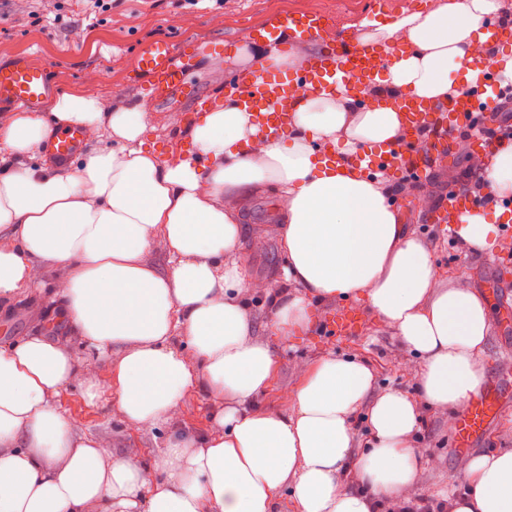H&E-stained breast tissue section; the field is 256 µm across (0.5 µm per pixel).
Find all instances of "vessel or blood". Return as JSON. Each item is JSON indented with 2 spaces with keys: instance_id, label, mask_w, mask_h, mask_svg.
<instances>
[{
  "instance_id": "b4317fda",
  "label": "vessel or blood",
  "mask_w": 512,
  "mask_h": 512,
  "mask_svg": "<svg viewBox=\"0 0 512 512\" xmlns=\"http://www.w3.org/2000/svg\"><path fill=\"white\" fill-rule=\"evenodd\" d=\"M329 13L321 10L296 11L283 14L276 24L245 31L246 39L283 45L291 50L320 41L333 32ZM196 51L190 41L173 43L158 40L141 51L135 62L137 76L143 77V89L157 95L181 86L189 74ZM475 81L467 83L458 93L441 102L423 101L413 96L400 98L404 114L403 134L399 141L377 150L363 151L351 157V164L364 176L397 174L416 183L426 181L437 160L448 159L452 151L451 132L467 130L473 134L478 151L498 148V140H490L482 132V123L489 109L500 98L512 94L503 86L489 55L472 58ZM382 74V54L376 50L337 39L334 53L312 56L294 72L282 74L263 71L258 81L243 84L230 81L228 90L242 107L255 112L262 133L275 135L284 131L291 120L295 92L305 88L317 93L345 92L361 103L364 92ZM52 84V73L32 58L22 56L7 65L0 64V106L38 107ZM81 145L77 130L58 132L45 144L46 152L66 160ZM480 199L458 191H450L430 221L434 224H456L462 215L480 209ZM359 324L354 306L342 305L324 315V333L346 337ZM496 394L482 391L466 411L454 420L452 434L458 447H468L470 440L485 435L499 413Z\"/></svg>"
}]
</instances>
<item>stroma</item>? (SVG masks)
<instances>
[{
	"label": "stroma",
	"mask_w": 512,
	"mask_h": 512,
	"mask_svg": "<svg viewBox=\"0 0 512 512\" xmlns=\"http://www.w3.org/2000/svg\"><path fill=\"white\" fill-rule=\"evenodd\" d=\"M374 5V0H199L193 6L186 0H114L110 10L95 12L86 0H60L59 11L52 14L39 0H0V63L30 55L51 66L53 92L88 85L113 106L130 100L143 103L149 113L145 146L163 160L186 150L179 129L198 119L193 108L196 99L204 96L211 105L223 104L228 81L241 69L233 47L247 28L268 24L290 11L318 9L331 13L339 35L345 36L366 20ZM158 39H192L202 47L183 91L159 99L131 84L138 54ZM214 40L229 44V51L219 56L209 53L206 45ZM401 215L409 232L428 245L439 276L468 284L490 303L482 387L512 377V308H504L498 298L502 292L512 295V244L488 252L463 251L447 225L429 223L428 209L413 206ZM279 220L273 196L258 195L244 216L248 231L240 250L250 276L264 280L274 294L292 288L283 274ZM42 275L44 288L23 291L13 299L9 313L0 312V347L32 336L73 340L71 326L58 317L56 299L66 272L48 264ZM250 313L257 337L270 346L277 360L274 378L260 398L264 407L291 411L292 395L307 368L328 353L366 362L375 372L377 392L416 389L419 358L368 308H361L358 328L346 338L326 336L311 327L281 339L270 327L269 305L261 296L251 300ZM52 401L74 420L79 433L100 439L113 453L127 447L140 449L145 462L164 448L170 434L197 438L207 434L217 409L209 393L192 390L172 423L143 431L112 414V394L105 387L93 399L70 387L53 395ZM448 426L446 411L421 404L413 445L422 450L425 465L408 496L442 501L462 490L465 458L454 452Z\"/></svg>",
	"instance_id": "35a3bbf8"
}]
</instances>
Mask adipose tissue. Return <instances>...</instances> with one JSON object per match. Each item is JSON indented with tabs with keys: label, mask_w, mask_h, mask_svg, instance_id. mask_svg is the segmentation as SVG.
Instances as JSON below:
<instances>
[{
	"label": "adipose tissue",
	"mask_w": 512,
	"mask_h": 512,
	"mask_svg": "<svg viewBox=\"0 0 512 512\" xmlns=\"http://www.w3.org/2000/svg\"><path fill=\"white\" fill-rule=\"evenodd\" d=\"M500 8L445 0L362 22L358 43L386 57L378 91L360 109L346 95L298 91L280 138L230 97L187 128L191 151L166 160L144 147L138 102L112 111L77 89L51 95L44 113L0 115V147L14 156L35 155L54 124L112 141L75 172L36 164L0 173V303L37 287L42 264L64 267L61 315L86 352L76 359L50 336L0 348V512H281L284 488L295 512H379L383 498H404L423 467L411 444L419 406L454 412L476 392L490 304L439 279L382 182L344 158L396 141L401 97L443 100L469 83L482 26ZM263 188L283 219L284 275L296 286L273 297L276 333L307 329L311 299L361 301L421 356L417 396L376 393L367 364L328 354L307 370L293 412L260 406L275 357L254 335L248 300L266 288L239 251L242 215ZM499 221L512 214L496 206L464 215L455 231L484 251ZM159 244L164 271L145 260ZM104 367L126 424L168 423L200 387L218 403L212 430L171 435L148 467L138 449L109 454L50 400L74 384L97 397ZM360 411L373 445L358 456ZM463 474L447 512H512V451L471 457Z\"/></svg>",
	"instance_id": "ef3b65f1"
}]
</instances>
